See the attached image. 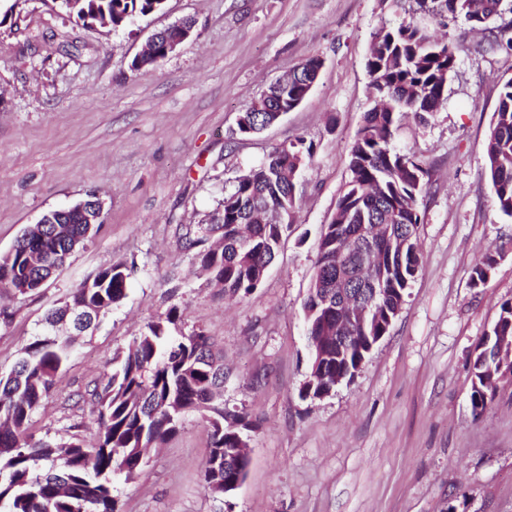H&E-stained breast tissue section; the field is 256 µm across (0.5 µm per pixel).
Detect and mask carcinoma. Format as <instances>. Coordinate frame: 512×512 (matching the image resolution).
Here are the masks:
<instances>
[{"instance_id":"cac0c4a2","label":"carcinoma","mask_w":512,"mask_h":512,"mask_svg":"<svg viewBox=\"0 0 512 512\" xmlns=\"http://www.w3.org/2000/svg\"><path fill=\"white\" fill-rule=\"evenodd\" d=\"M62 7L85 25L119 28L137 16L164 9L166 0H61ZM416 11L442 20L461 16L470 29L482 30L498 14L500 0H415ZM193 28L186 19L156 33L151 51L137 57L132 69L153 67L166 58L167 44ZM457 48L431 38L415 18L383 24L373 33L366 67L379 98L357 132L350 150V180L337 201L330 223L320 235L316 267L304 314L307 333L332 335L336 315L325 318L336 298L372 300L374 310L396 317L422 264L417 241L420 214L417 197L426 170L391 144L398 115L412 112L421 120L446 99L448 76ZM323 65L312 56L288 73V83H274L241 113L237 133L250 136L297 108L308 96ZM302 138L273 149L265 160L239 176L207 219L201 246L215 237L216 247L197 253L201 267L224 294L245 297L263 281L283 234L297 213L296 168L312 157ZM485 158L494 203L512 217V80L500 93L485 143ZM81 211L63 216L52 211L44 223L17 239L0 256V290L25 295L41 288L74 252L100 229L103 218ZM501 254L487 252L473 268L472 287L486 283ZM133 269L109 265L74 288L67 301L50 309L45 328L69 324L89 329L127 294ZM180 315L175 308L147 323L128 349L112 360V371L98 382L92 396L98 406L96 442L88 446L73 434L62 442L28 433L32 414L52 391L58 373L70 358L74 337L38 335L24 347L12 368L0 375V509L4 512H117L112 474L131 479L146 464V450L176 433L184 416L200 412L210 427V453L204 488L224 496V480L245 477L250 458L233 449L249 439L256 424L247 413L224 409V364L210 336L203 331L174 336ZM391 327L370 317L364 327L347 332L338 346L323 347L328 379L350 376ZM512 340V302L501 305L497 321L473 350L470 402L482 415L497 388L484 381L498 378L499 338Z\"/></svg>"}]
</instances>
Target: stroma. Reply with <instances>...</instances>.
I'll return each mask as SVG.
<instances>
[{"instance_id":"obj_1","label":"stroma","mask_w":512,"mask_h":512,"mask_svg":"<svg viewBox=\"0 0 512 512\" xmlns=\"http://www.w3.org/2000/svg\"><path fill=\"white\" fill-rule=\"evenodd\" d=\"M412 0H167L124 28L85 26L57 0H19L0 24V253L50 211L87 195L98 233L26 295L0 293V373L41 332L45 312L88 275L134 265L126 298L78 337L32 417L34 437L90 436L95 384L146 324L170 308L178 332L204 331L224 354V406L257 429L242 484L223 502L202 475L209 427L186 414L131 479L112 477L118 512H512V378L481 417L473 349L512 301V218L493 201L485 141L512 79V0L485 31L431 24L458 46L447 99L427 121L401 116L393 147L427 168L417 200L421 268L389 332L351 382L300 398L309 375L303 304L319 237L350 179V150L374 105L366 69L381 24ZM194 31L153 68L131 63L155 31ZM323 66L304 102L263 132L237 119L301 61ZM304 138L296 222L261 285L226 300L184 247L236 177ZM486 284L470 283L488 251ZM500 258L498 251H489L476 263L471 276L472 287L479 288L486 283Z\"/></svg>"}]
</instances>
